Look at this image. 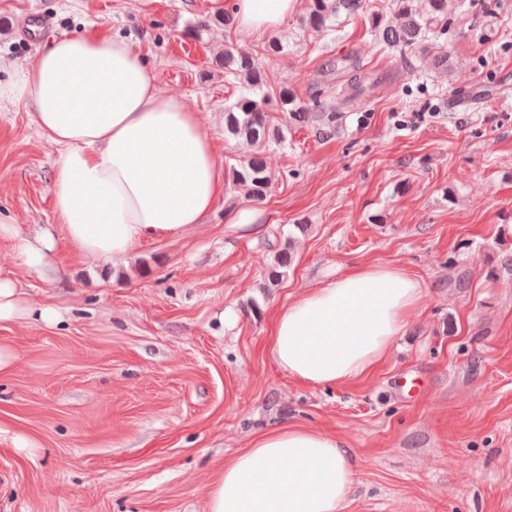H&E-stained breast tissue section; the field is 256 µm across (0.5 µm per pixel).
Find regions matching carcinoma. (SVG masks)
Returning <instances> with one entry per match:
<instances>
[{"label": "carcinoma", "instance_id": "cac0c4a2", "mask_svg": "<svg viewBox=\"0 0 512 512\" xmlns=\"http://www.w3.org/2000/svg\"><path fill=\"white\" fill-rule=\"evenodd\" d=\"M418 0H391L388 14L377 10L369 13L370 31L388 48L403 52L424 44L439 50L434 56L437 66L448 61L443 55L445 35L451 19L448 18V0H423L427 4L424 11L416 7ZM365 0H308L306 24L316 29H328L333 26L340 14L352 16L363 9ZM212 24L226 28L234 26L233 11L222 10L198 21L192 27V33L201 36V32ZM224 75L239 84L240 93L236 101L226 106L224 125L226 131L246 142L250 152L230 167L231 183L248 187L249 196L255 202L266 199L272 186V175L266 165L263 151L266 146L284 142L283 131L273 127L269 120V107H277L289 113V118L297 123L313 120L320 126V134L330 135L336 128L337 106L354 102L361 104L366 96L378 85V79L361 74L362 68L352 62L353 75L346 85L336 93V105H325L318 97H312V103L297 101L296 96L286 86L277 91H265L264 73L258 60L245 54L224 51L220 61Z\"/></svg>", "mask_w": 512, "mask_h": 512}]
</instances>
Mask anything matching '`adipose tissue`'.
Listing matches in <instances>:
<instances>
[{
  "instance_id": "adipose-tissue-1",
  "label": "adipose tissue",
  "mask_w": 512,
  "mask_h": 512,
  "mask_svg": "<svg viewBox=\"0 0 512 512\" xmlns=\"http://www.w3.org/2000/svg\"><path fill=\"white\" fill-rule=\"evenodd\" d=\"M299 0H235L239 31L259 40ZM25 104L39 135L55 146L53 206L79 252L98 262L126 258L145 242L191 233L224 194V165L196 112L165 93L130 42L94 33L51 41L0 80V106ZM23 265L41 273L51 233L32 241L8 223ZM423 283L394 266H367L309 289L278 312L270 352L279 368L315 388L361 378L403 335ZM38 315L16 282L0 274V322ZM358 458L343 438L283 425L224 463L209 512H343Z\"/></svg>"
}]
</instances>
